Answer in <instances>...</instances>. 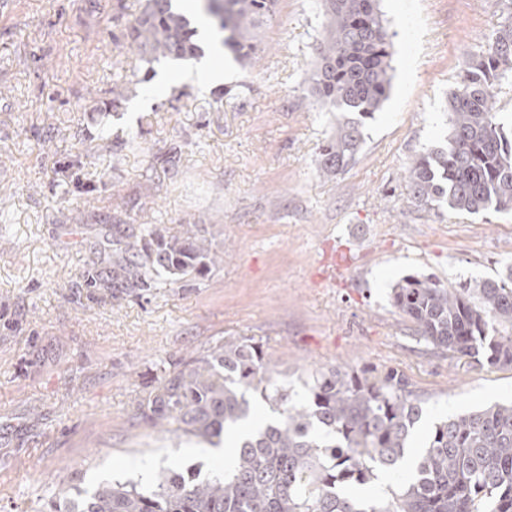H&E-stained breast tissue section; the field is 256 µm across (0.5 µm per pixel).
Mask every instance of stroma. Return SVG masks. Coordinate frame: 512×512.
<instances>
[{
  "label": "stroma",
  "mask_w": 512,
  "mask_h": 512,
  "mask_svg": "<svg viewBox=\"0 0 512 512\" xmlns=\"http://www.w3.org/2000/svg\"><path fill=\"white\" fill-rule=\"evenodd\" d=\"M136 0H14L0 13V512H42L102 479L203 471L202 444L159 433L143 397L174 363L250 338L294 387L323 368L397 370L440 419L512 401V366L448 356L412 336L392 287H448L512 265V211L426 210L407 169L446 145L448 96L512 0H379L392 88L364 143L325 174L342 112L309 76L320 0H280L249 66L224 53L209 84L190 61L145 77L121 32ZM158 224L205 225L224 263L183 285L115 290L117 240ZM347 263L337 282L325 262Z\"/></svg>",
  "instance_id": "35a3bbf8"
}]
</instances>
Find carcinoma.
<instances>
[{
    "mask_svg": "<svg viewBox=\"0 0 512 512\" xmlns=\"http://www.w3.org/2000/svg\"><path fill=\"white\" fill-rule=\"evenodd\" d=\"M327 23L318 41L311 93L335 112L371 118L392 86L391 40L379 0H322ZM279 0H201L206 25L223 35L235 60L250 64L263 52L261 29ZM198 29L173 0H140L125 38L145 73L161 59L201 53ZM512 75V13L466 62L448 96V144L420 153L408 168L411 201L428 210L477 214L512 210V127L494 104ZM363 143L362 124L345 120L320 150V169L346 167ZM224 262L198 224L181 236L156 224L112 253V287L149 288L156 279L195 280ZM391 300L426 344L452 355L512 365V268L503 277L449 288L409 275ZM294 397L288 383L251 340L218 343L181 361L140 404L152 428L196 438L214 448L224 434L248 424L260 396L275 420L247 431L231 465L219 475L161 469L147 484L103 481L50 500L43 512H512V404L495 403L448 416L422 448L410 439L422 401L395 371L383 380L315 371ZM412 457L407 479L377 499L348 494L380 471L393 472Z\"/></svg>",
    "mask_w": 512,
    "mask_h": 512,
    "instance_id": "1",
    "label": "carcinoma"
}]
</instances>
